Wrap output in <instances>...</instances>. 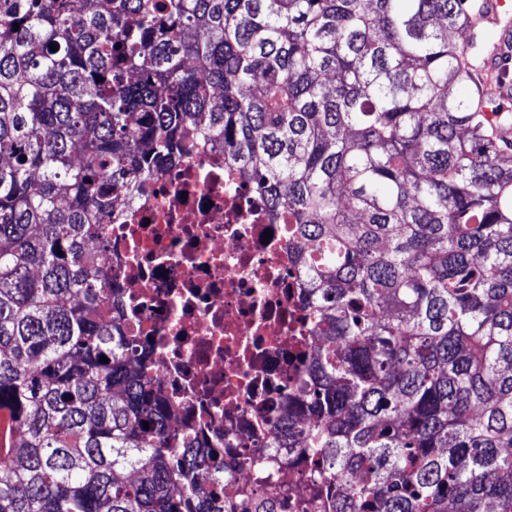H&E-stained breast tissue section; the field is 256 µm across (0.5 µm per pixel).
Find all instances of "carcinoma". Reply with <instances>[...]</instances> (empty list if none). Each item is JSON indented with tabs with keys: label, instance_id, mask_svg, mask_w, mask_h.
Here are the masks:
<instances>
[{
	"label": "carcinoma",
	"instance_id": "obj_1",
	"mask_svg": "<svg viewBox=\"0 0 512 512\" xmlns=\"http://www.w3.org/2000/svg\"><path fill=\"white\" fill-rule=\"evenodd\" d=\"M484 23L474 0H0V512H257L196 481L89 247L199 133L288 225L326 340L274 443L313 472L298 507L512 512V106L477 74Z\"/></svg>",
	"mask_w": 512,
	"mask_h": 512
}]
</instances>
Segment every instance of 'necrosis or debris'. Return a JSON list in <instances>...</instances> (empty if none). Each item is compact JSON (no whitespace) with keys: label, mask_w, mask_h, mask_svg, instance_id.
Returning <instances> with one entry per match:
<instances>
[{"label":"necrosis or debris","mask_w":512,"mask_h":512,"mask_svg":"<svg viewBox=\"0 0 512 512\" xmlns=\"http://www.w3.org/2000/svg\"><path fill=\"white\" fill-rule=\"evenodd\" d=\"M107 239L108 277L177 427L199 452L222 451L199 483L218 499L248 488L267 512H300L288 488L310 473L268 447L322 339L297 298L287 225L270 224L222 145L204 140L116 207Z\"/></svg>","instance_id":"necrosis-or-debris-1"}]
</instances>
